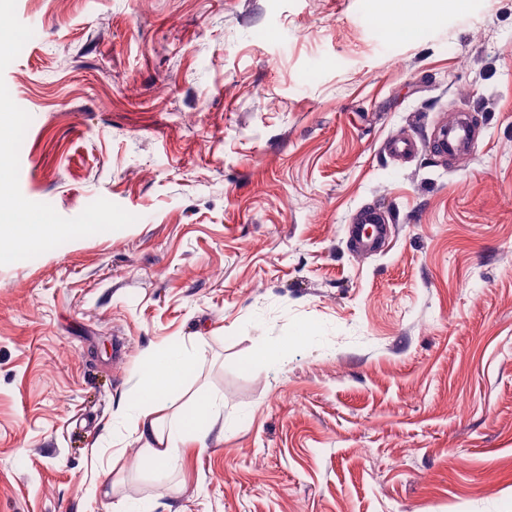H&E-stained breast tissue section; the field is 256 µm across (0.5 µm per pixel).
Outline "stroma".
Instances as JSON below:
<instances>
[{"label":"stroma","mask_w":512,"mask_h":512,"mask_svg":"<svg viewBox=\"0 0 512 512\" xmlns=\"http://www.w3.org/2000/svg\"><path fill=\"white\" fill-rule=\"evenodd\" d=\"M419 7L0 0V178L59 229L0 264V512H512V0ZM174 337L224 437L155 472L113 418ZM370 229V233L366 229ZM349 232L355 242V248L371 252L376 249L381 240L391 235V225L386 224L375 209L370 207L361 210L354 224L349 225Z\"/></svg>","instance_id":"35a3bbf8"}]
</instances>
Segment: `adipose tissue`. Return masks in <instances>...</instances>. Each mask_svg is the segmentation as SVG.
Segmentation results:
<instances>
[{"instance_id":"1","label":"adipose tissue","mask_w":512,"mask_h":512,"mask_svg":"<svg viewBox=\"0 0 512 512\" xmlns=\"http://www.w3.org/2000/svg\"><path fill=\"white\" fill-rule=\"evenodd\" d=\"M201 358V351L175 342L149 351L135 383V402L116 414L141 444V467L176 468L186 445H205L214 432L216 403L210 395L199 393L190 404L182 402Z\"/></svg>"}]
</instances>
